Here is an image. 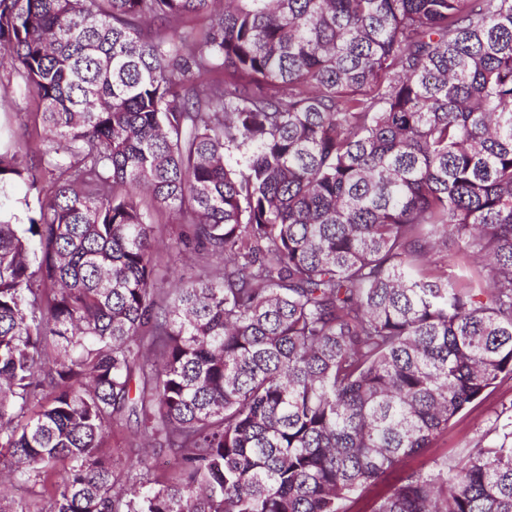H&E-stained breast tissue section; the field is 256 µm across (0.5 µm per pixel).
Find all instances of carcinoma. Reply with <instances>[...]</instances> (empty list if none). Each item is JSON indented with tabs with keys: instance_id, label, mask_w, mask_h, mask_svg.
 <instances>
[{
	"instance_id": "cac0c4a2",
	"label": "carcinoma",
	"mask_w": 512,
	"mask_h": 512,
	"mask_svg": "<svg viewBox=\"0 0 512 512\" xmlns=\"http://www.w3.org/2000/svg\"><path fill=\"white\" fill-rule=\"evenodd\" d=\"M216 2L0 0L44 132L0 146V486L50 512H354L512 375V0ZM161 209L216 261L170 290ZM371 512H512V418ZM136 430L135 417L124 423L123 427L112 432L110 447L108 451L112 453L114 459L122 463L135 461L140 455V448H130V442Z\"/></svg>"
}]
</instances>
